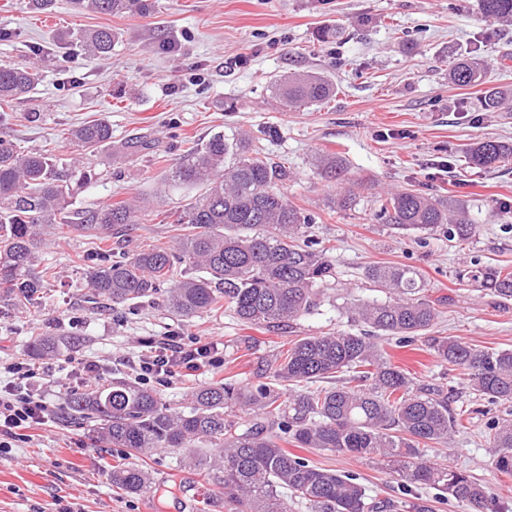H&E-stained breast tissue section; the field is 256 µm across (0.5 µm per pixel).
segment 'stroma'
I'll return each instance as SVG.
<instances>
[{"instance_id": "obj_1", "label": "stroma", "mask_w": 512, "mask_h": 512, "mask_svg": "<svg viewBox=\"0 0 512 512\" xmlns=\"http://www.w3.org/2000/svg\"><path fill=\"white\" fill-rule=\"evenodd\" d=\"M101 27L117 35L110 60L55 46L59 33ZM0 31V63H33L42 73L33 99L15 103L0 121V137L52 151L63 168L95 172L91 183L74 188L72 209L139 196L151 202L150 211L113 239V249L132 251L178 235L176 215L193 193L167 183L166 169L213 134H243L252 148L287 166L290 177L281 189L312 216L311 233L332 246L338 271L333 303L292 327H247L227 313L182 322L159 302L135 303L121 320L111 306L89 303L76 258L94 241L72 235L51 252L58 278L42 313L0 319V357L26 353L29 338L48 330L74 334L82 339L74 356L105 360L107 376L115 377L129 373L115 356L135 357L148 340L172 333L217 339L223 367L164 389L165 399L175 402L194 385L254 382L258 366L295 337L357 332L338 306L376 298L364 276L365 267L376 264L423 273L432 297L444 301L433 335L457 336L479 349L512 348V302L455 277L457 267L471 262L512 270V212L501 205L512 201V169L485 171L466 161L473 143H512V115L481 104L486 88L512 89V25L485 18L477 0H156L146 17L79 15L69 0H56L54 11L42 14L27 0H0ZM474 49L484 65L483 84L450 83L449 63ZM291 72L328 76L335 96L284 107L273 81ZM101 117L112 125L111 146L80 153L68 129ZM136 137L149 140L150 148L125 156L121 145ZM329 155L342 161L344 180L322 177ZM352 181L366 188L354 208L340 209L337 201ZM395 190L463 206L479 226L476 237L399 234L378 223L377 195ZM381 346L416 384L451 388L452 413L467 419L450 444L430 447L429 458L491 486L512 512V476L491 469L486 440L491 421L512 419V403L488 405L458 371L440 365L424 341L402 347L385 339ZM48 393L53 414L43 437L0 449V512H58L65 504L73 512H183L185 500H202L200 477L176 468L169 452L141 462L154 493L113 487L105 473L111 449L91 448L86 426L68 420L67 386L52 384ZM300 454L356 475L370 495L382 499L398 491L397 478L375 461L309 448Z\"/></svg>"}]
</instances>
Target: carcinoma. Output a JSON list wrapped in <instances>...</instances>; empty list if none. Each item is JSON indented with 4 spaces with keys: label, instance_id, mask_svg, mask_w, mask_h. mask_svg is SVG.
<instances>
[{
    "label": "carcinoma",
    "instance_id": "cac0c4a2",
    "mask_svg": "<svg viewBox=\"0 0 512 512\" xmlns=\"http://www.w3.org/2000/svg\"><path fill=\"white\" fill-rule=\"evenodd\" d=\"M80 13L145 17L154 0H72ZM488 19L512 24V0H478ZM116 35L110 29L58 36L83 54L107 61ZM482 63L469 53L452 62L448 77L460 86L482 79ZM40 81L34 67L0 64V104L23 101ZM290 107L314 105L336 94L332 82L302 73L274 82ZM482 106L512 112V89H492ZM71 139L92 152L112 143V125L93 120L71 130ZM475 167L495 170L512 159V144L483 141L467 149ZM286 169L258 154L248 140L216 134L171 166L165 181L199 195L177 219L183 233L169 245L112 253L108 242L135 223L139 204L109 203L73 211L71 177L47 152H21L0 138V314L38 309L51 269L37 270L49 243L64 234L90 236L104 246L88 258L91 300L114 306L164 297L171 312L190 320L226 311L245 325L291 326L321 303L336 279L332 249L306 235L310 215L278 188ZM379 219L406 233L443 229L452 239L478 232L467 212L414 191L380 200ZM367 279L386 299L350 303L348 319L366 324L364 333L304 336L256 372L257 382H216L196 387L186 405L175 407L160 391L114 378L68 398L72 415L89 427L91 447L119 448L130 462L111 466L112 482L131 494H146L147 471L131 463L166 450L180 455L209 485L203 504L226 512H435L414 494L433 488L442 498L470 504L474 512H502L489 488L464 471L424 458L425 447L448 443L462 423L448 407L444 387L413 392L408 374L391 364L375 342L380 336L411 344L438 316L440 300L410 266L375 265ZM473 287L512 300V272L473 264L458 273ZM79 338L51 331L32 336L34 356H67ZM443 364L467 375L470 386L491 403L512 402V350H480L453 336L428 337ZM349 375L331 388H312L321 379ZM248 412L255 422L233 420ZM318 448L355 457L380 458L399 477L405 497L377 500L357 478L318 468L288 451ZM489 465L512 475V423L494 426Z\"/></svg>",
    "mask_w": 512,
    "mask_h": 512
}]
</instances>
